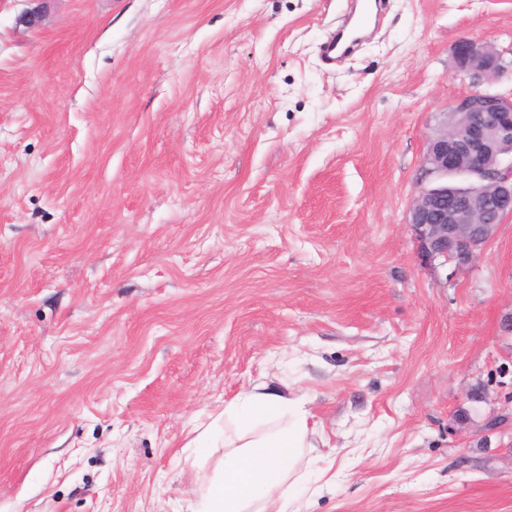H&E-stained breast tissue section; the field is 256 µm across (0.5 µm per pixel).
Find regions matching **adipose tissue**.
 <instances>
[{"mask_svg":"<svg viewBox=\"0 0 512 512\" xmlns=\"http://www.w3.org/2000/svg\"><path fill=\"white\" fill-rule=\"evenodd\" d=\"M316 424L298 399L264 384L224 408V455L197 475L199 512H288Z\"/></svg>","mask_w":512,"mask_h":512,"instance_id":"ef3b65f1","label":"adipose tissue"}]
</instances>
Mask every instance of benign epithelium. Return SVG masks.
<instances>
[{
  "label": "benign epithelium",
  "instance_id": "7a95c632",
  "mask_svg": "<svg viewBox=\"0 0 512 512\" xmlns=\"http://www.w3.org/2000/svg\"><path fill=\"white\" fill-rule=\"evenodd\" d=\"M454 58L472 91L451 104L430 139L409 227L428 264L459 271L512 216V97L481 90L503 69L491 45L462 38Z\"/></svg>",
  "mask_w": 512,
  "mask_h": 512
}]
</instances>
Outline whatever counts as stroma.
<instances>
[{
	"label": "stroma",
	"mask_w": 512,
	"mask_h": 512,
	"mask_svg": "<svg viewBox=\"0 0 512 512\" xmlns=\"http://www.w3.org/2000/svg\"><path fill=\"white\" fill-rule=\"evenodd\" d=\"M0 0V512H196L189 442L265 382L318 427L300 512H512V217L475 266L409 228L512 0ZM373 16V9L370 4H365L358 14H353L348 19L344 29H340L337 36L334 34L321 45L320 56L322 60L328 65L336 66V63L348 56L354 45L365 36L371 27ZM354 19L356 28L361 32V35L356 40L352 38L349 42H344L346 30Z\"/></svg>",
	"instance_id": "1"
}]
</instances>
